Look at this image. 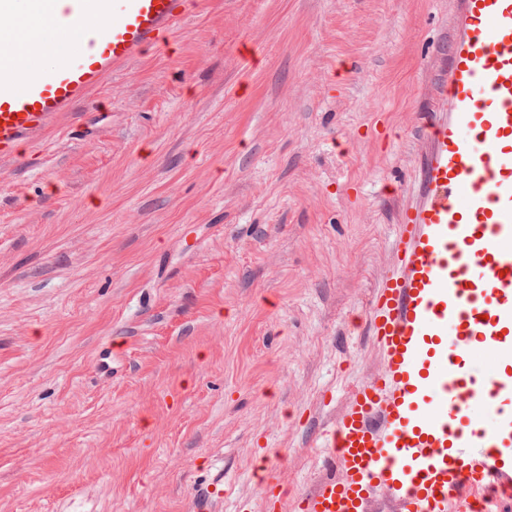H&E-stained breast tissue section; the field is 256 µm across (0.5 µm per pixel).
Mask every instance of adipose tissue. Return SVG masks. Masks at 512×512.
<instances>
[{"instance_id":"obj_1","label":"adipose tissue","mask_w":512,"mask_h":512,"mask_svg":"<svg viewBox=\"0 0 512 512\" xmlns=\"http://www.w3.org/2000/svg\"><path fill=\"white\" fill-rule=\"evenodd\" d=\"M75 19L70 0H52L47 11L36 17L29 14L27 0H17L6 23L13 38L8 42V52L0 53V75L21 74L28 57L45 51L46 34L68 30Z\"/></svg>"}]
</instances>
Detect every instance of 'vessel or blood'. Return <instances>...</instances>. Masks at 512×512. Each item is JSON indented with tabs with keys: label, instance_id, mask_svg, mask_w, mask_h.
<instances>
[{
	"label": "vessel or blood",
	"instance_id": "vessel-or-blood-1",
	"mask_svg": "<svg viewBox=\"0 0 512 512\" xmlns=\"http://www.w3.org/2000/svg\"><path fill=\"white\" fill-rule=\"evenodd\" d=\"M190 0H75L47 71L0 77V158L48 127L185 15ZM366 322L382 369L356 385L323 434L333 475L299 512H460L512 485V0H458L448 73L430 122L417 200ZM496 359L479 369L476 350ZM495 408L491 424L476 408Z\"/></svg>",
	"mask_w": 512,
	"mask_h": 512
}]
</instances>
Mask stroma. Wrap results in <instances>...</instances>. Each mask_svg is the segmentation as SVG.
Instances as JSON below:
<instances>
[{
	"mask_svg": "<svg viewBox=\"0 0 512 512\" xmlns=\"http://www.w3.org/2000/svg\"><path fill=\"white\" fill-rule=\"evenodd\" d=\"M454 0H193L0 159V512H280L381 368Z\"/></svg>",
	"mask_w": 512,
	"mask_h": 512,
	"instance_id": "stroma-1",
	"label": "stroma"
}]
</instances>
